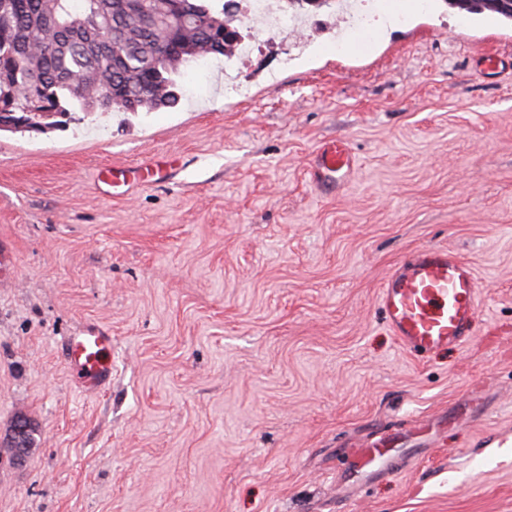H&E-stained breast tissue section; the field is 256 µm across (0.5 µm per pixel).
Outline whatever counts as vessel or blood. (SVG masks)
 <instances>
[{"instance_id": "b4317fda", "label": "vessel or blood", "mask_w": 512, "mask_h": 512, "mask_svg": "<svg viewBox=\"0 0 512 512\" xmlns=\"http://www.w3.org/2000/svg\"><path fill=\"white\" fill-rule=\"evenodd\" d=\"M353 156L349 144L339 140L321 147L315 156L319 187L339 184L350 171ZM163 164L144 162L131 169L106 168L104 185L115 188L138 179L160 176ZM385 325L409 353L431 357L449 347L463 346L473 335L478 308V280L472 265L445 248H421L407 255L388 275L378 294ZM65 361L79 389L87 395L106 390L112 380V333L98 326L62 345ZM401 433L381 437L354 452L357 468L368 477L391 475L399 466L389 455L391 447L404 443Z\"/></svg>"}]
</instances>
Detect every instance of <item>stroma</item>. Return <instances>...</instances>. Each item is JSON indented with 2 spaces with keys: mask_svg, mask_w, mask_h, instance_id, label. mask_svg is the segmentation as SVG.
<instances>
[{
  "mask_svg": "<svg viewBox=\"0 0 512 512\" xmlns=\"http://www.w3.org/2000/svg\"><path fill=\"white\" fill-rule=\"evenodd\" d=\"M332 20L182 67L176 107L0 131V456L36 429L0 512H512V68L477 71L512 58V22L427 0L356 59ZM339 139L353 166L324 191ZM159 156L166 177L103 194L105 165ZM421 247L480 284L471 341L427 360L378 303ZM94 324L100 397L61 356ZM416 422L400 473L352 480L355 445ZM353 156L349 144L339 140L321 147L315 156L317 185L336 187L350 171ZM33 431L34 428L29 421L22 418L15 420L9 439L10 447L13 448L10 462L14 466H22L25 463L29 450L33 446Z\"/></svg>",
  "mask_w": 512,
  "mask_h": 512,
  "instance_id": "35a3bbf8",
  "label": "stroma"
}]
</instances>
